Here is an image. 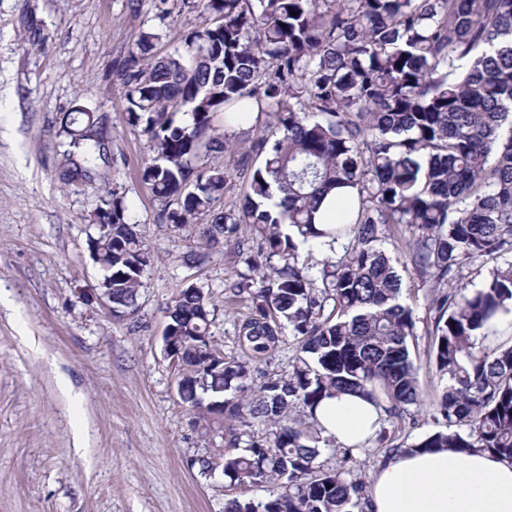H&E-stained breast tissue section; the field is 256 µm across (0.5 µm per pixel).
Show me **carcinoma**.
I'll return each instance as SVG.
<instances>
[{"label":"carcinoma","instance_id":"carcinoma-1","mask_svg":"<svg viewBox=\"0 0 512 512\" xmlns=\"http://www.w3.org/2000/svg\"><path fill=\"white\" fill-rule=\"evenodd\" d=\"M202 18L183 44L157 50L143 29L119 67L128 122L141 127L151 161L142 181L177 228L234 241L247 266L231 293L249 294L237 356L213 360L211 293L191 286L168 307L167 333L189 376L182 405L224 432L218 457L229 485L279 483L264 501L232 498L224 512H352L363 483L357 454L404 449L387 428L375 448H338L336 468L317 465L322 436L312 417L326 398L361 394L384 421L429 404L448 422L411 450L489 452L512 461V345L485 336L512 313V263L469 290L466 271L512 251V0H181ZM296 15H291V12ZM248 112L265 116L250 145L224 133ZM80 152L62 180L88 179L103 134L76 108L61 125ZM238 153L251 171L237 211L215 203L229 173L211 152ZM261 158L259 166L252 160ZM92 260L112 288L113 317L136 310L154 262L123 198L93 213ZM260 237L257 249L240 226ZM403 231L416 283L430 288L432 358L447 384L428 400L410 342L413 309L385 244ZM331 239L329 253L314 246ZM297 340L292 372L244 399L253 365L284 331ZM261 422L264 437H240Z\"/></svg>","mask_w":512,"mask_h":512}]
</instances>
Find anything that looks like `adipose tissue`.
Here are the masks:
<instances>
[{
  "mask_svg": "<svg viewBox=\"0 0 512 512\" xmlns=\"http://www.w3.org/2000/svg\"><path fill=\"white\" fill-rule=\"evenodd\" d=\"M384 413L360 396L325 399L315 417L328 438L353 446L372 439ZM366 512H512V461L451 449L393 453L373 471Z\"/></svg>",
  "mask_w": 512,
  "mask_h": 512,
  "instance_id": "obj_1",
  "label": "adipose tissue"
}]
</instances>
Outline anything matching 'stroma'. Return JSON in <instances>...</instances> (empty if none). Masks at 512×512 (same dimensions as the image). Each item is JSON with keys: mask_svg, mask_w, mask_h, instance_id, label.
<instances>
[{"mask_svg": "<svg viewBox=\"0 0 512 512\" xmlns=\"http://www.w3.org/2000/svg\"><path fill=\"white\" fill-rule=\"evenodd\" d=\"M197 23L176 9L158 18L152 0L135 12L128 0H0V512H224L228 498L272 490L228 486L194 463L222 441L195 427L177 395L166 310L181 289H208L214 343L236 354L252 303L230 289L245 267L230 248H206L195 229L160 220L139 178L147 139L127 120L118 73L141 30L163 33L170 50ZM77 106L105 126L107 159L67 185L59 131ZM111 192L155 255L123 320L90 296L100 279L90 215ZM387 249L417 321L419 384L434 396L445 380L429 362L430 293L413 287L400 240ZM295 353L294 336H281L254 364L252 390L288 376Z\"/></svg>", "mask_w": 512, "mask_h": 512, "instance_id": "1", "label": "stroma"}]
</instances>
